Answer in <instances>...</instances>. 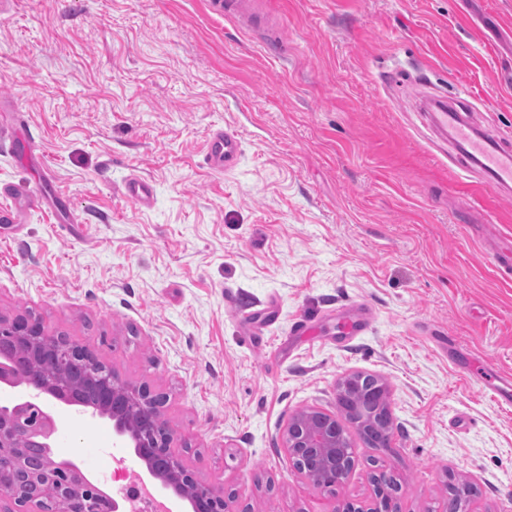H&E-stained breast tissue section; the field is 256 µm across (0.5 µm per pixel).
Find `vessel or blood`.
Listing matches in <instances>:
<instances>
[{"instance_id":"vessel-or-blood-1","label":"vessel or blood","mask_w":512,"mask_h":512,"mask_svg":"<svg viewBox=\"0 0 512 512\" xmlns=\"http://www.w3.org/2000/svg\"><path fill=\"white\" fill-rule=\"evenodd\" d=\"M216 7L230 19L249 24H270L272 13L260 12L257 0H215ZM439 126L447 128L454 157L464 169L475 168L483 185L503 190L512 187V141L502 137L493 127L479 128L461 114L456 104H441L435 116ZM241 153V142L235 132L213 130L206 142L203 162L215 171L232 168Z\"/></svg>"}]
</instances>
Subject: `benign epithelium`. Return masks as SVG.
Here are the masks:
<instances>
[{
    "label": "benign epithelium",
    "mask_w": 512,
    "mask_h": 512,
    "mask_svg": "<svg viewBox=\"0 0 512 512\" xmlns=\"http://www.w3.org/2000/svg\"><path fill=\"white\" fill-rule=\"evenodd\" d=\"M31 343L44 353L75 351L95 367L98 355L60 334H50L43 322L33 316L0 318V385L25 390L12 406H0V512H49L48 495L58 501L56 512H120L112 495L104 494L69 458H60L53 446L58 432L49 404L59 401L68 406L80 402L66 381H50L42 386L33 381L29 367L19 364L14 348ZM382 387L369 375L348 374L337 382V391L352 401L353 392L377 401ZM97 409L87 416H112L119 438L135 448L146 449L148 476L157 482L156 494L167 492L192 503L194 512H225L224 494L201 484L174 451L176 430L166 427L157 436L145 432L163 415L164 395L145 385L122 380L108 372L98 384ZM283 443L288 456L302 477L315 488H331L342 483L354 464V448L336 416L319 409L290 415L283 427ZM372 493L366 500H346L336 512H398L399 487L383 470L372 477Z\"/></svg>",
    "instance_id": "1"
}]
</instances>
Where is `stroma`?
<instances>
[{
	"mask_svg": "<svg viewBox=\"0 0 512 512\" xmlns=\"http://www.w3.org/2000/svg\"><path fill=\"white\" fill-rule=\"evenodd\" d=\"M267 2L272 31L213 0H0V316H40L165 394L181 458L229 512H334L379 463L401 512L462 479L472 512H512V406L484 389L512 378V280L466 212L512 241V192L470 197L428 106L466 99L512 139V0ZM215 127L242 142L223 172L202 161ZM133 173L150 206L125 195ZM358 306L369 327L345 335ZM351 372L387 383L390 448L346 424L355 465L330 494L282 430L339 414ZM57 418L87 475L138 466L110 420Z\"/></svg>",
	"mask_w": 512,
	"mask_h": 512,
	"instance_id": "stroma-1",
	"label": "stroma"
}]
</instances>
